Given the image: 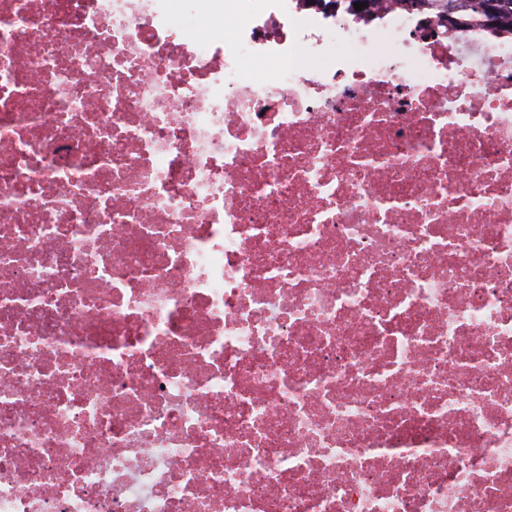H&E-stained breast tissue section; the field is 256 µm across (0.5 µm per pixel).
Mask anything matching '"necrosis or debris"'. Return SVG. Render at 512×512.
<instances>
[{
  "label": "necrosis or debris",
  "instance_id": "necrosis-or-debris-1",
  "mask_svg": "<svg viewBox=\"0 0 512 512\" xmlns=\"http://www.w3.org/2000/svg\"><path fill=\"white\" fill-rule=\"evenodd\" d=\"M356 1L0 0V512H512V34Z\"/></svg>",
  "mask_w": 512,
  "mask_h": 512
}]
</instances>
